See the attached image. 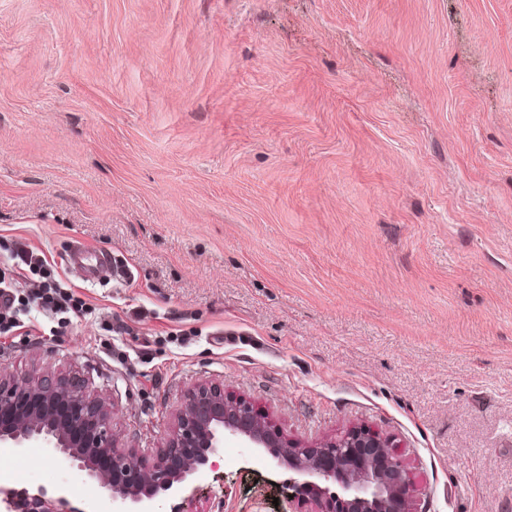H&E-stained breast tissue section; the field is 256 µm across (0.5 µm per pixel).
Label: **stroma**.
Masks as SVG:
<instances>
[{"label":"stroma","mask_w":512,"mask_h":512,"mask_svg":"<svg viewBox=\"0 0 512 512\" xmlns=\"http://www.w3.org/2000/svg\"><path fill=\"white\" fill-rule=\"evenodd\" d=\"M66 268L0 371L80 380L159 450L201 382L288 435L396 440L420 512H512V0H0V269ZM28 487L85 479L0 447ZM226 441L156 512H286ZM68 263L71 268L80 275L81 278L94 280L103 268L110 265L111 257L106 256L99 258L96 265H90L78 253H71L69 255ZM31 301L50 314L73 312L76 315L86 310V303L71 287L61 281L44 282L42 288L33 291Z\"/></svg>","instance_id":"obj_1"}]
</instances>
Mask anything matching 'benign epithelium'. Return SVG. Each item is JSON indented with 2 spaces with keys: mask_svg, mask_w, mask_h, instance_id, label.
<instances>
[{
  "mask_svg": "<svg viewBox=\"0 0 512 512\" xmlns=\"http://www.w3.org/2000/svg\"><path fill=\"white\" fill-rule=\"evenodd\" d=\"M267 450L293 474L289 512H418L424 489L413 480L394 439L364 424L343 434L303 442L285 434L253 403L213 383L190 389L171 430L152 459L119 445L114 412L66 376L0 372V445L41 448L68 469L96 482L112 512H155L162 492L199 474L224 439ZM0 512H96L71 506L66 488L31 493L0 486Z\"/></svg>",
  "mask_w": 512,
  "mask_h": 512,
  "instance_id": "7a95c632",
  "label": "benign epithelium"
}]
</instances>
